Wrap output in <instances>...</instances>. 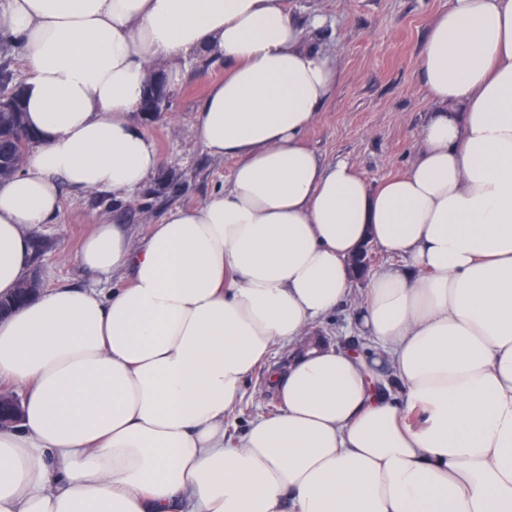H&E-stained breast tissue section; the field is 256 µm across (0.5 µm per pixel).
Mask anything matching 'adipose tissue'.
<instances>
[{
    "instance_id": "1",
    "label": "adipose tissue",
    "mask_w": 512,
    "mask_h": 512,
    "mask_svg": "<svg viewBox=\"0 0 512 512\" xmlns=\"http://www.w3.org/2000/svg\"><path fill=\"white\" fill-rule=\"evenodd\" d=\"M40 141L0 184V295L62 187L134 197L159 164L132 119L162 59L227 69L196 114L228 189L134 242L99 224L61 287L0 320V512H512V0H448L420 69L433 106L405 174L370 187L301 142L339 67L288 0H8ZM370 274L344 344L299 341ZM280 406L224 418L274 345Z\"/></svg>"
}]
</instances>
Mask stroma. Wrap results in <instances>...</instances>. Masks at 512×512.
I'll list each match as a JSON object with an SVG mask.
<instances>
[{
  "label": "stroma",
  "instance_id": "35a3bbf8",
  "mask_svg": "<svg viewBox=\"0 0 512 512\" xmlns=\"http://www.w3.org/2000/svg\"><path fill=\"white\" fill-rule=\"evenodd\" d=\"M447 8L448 0H288L305 40L336 60L341 71L334 97L303 133V144L325 161H348L373 187L406 171L418 152V130L432 110L421 83L422 49L431 24ZM316 16L324 19L317 30L310 26ZM176 67L169 111L143 126L161 163L137 199L108 190L77 195L66 188L59 213L29 228V270L42 289L94 285L76 262L92 225L121 224L140 241L169 210L200 206L228 185L233 159L211 155L195 125L209 86L224 77V65L188 55ZM264 374L257 368L244 385L224 423L229 438H240L252 421L276 409Z\"/></svg>",
  "mask_w": 512,
  "mask_h": 512
}]
</instances>
